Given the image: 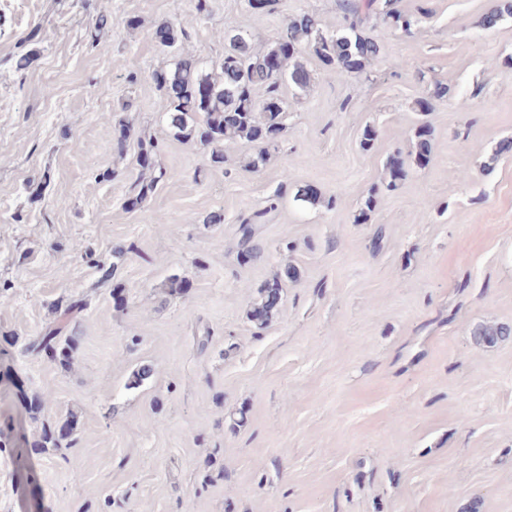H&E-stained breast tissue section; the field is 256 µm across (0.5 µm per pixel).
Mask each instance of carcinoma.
Returning a JSON list of instances; mask_svg holds the SVG:
<instances>
[{
    "instance_id": "carcinoma-1",
    "label": "carcinoma",
    "mask_w": 512,
    "mask_h": 512,
    "mask_svg": "<svg viewBox=\"0 0 512 512\" xmlns=\"http://www.w3.org/2000/svg\"><path fill=\"white\" fill-rule=\"evenodd\" d=\"M343 23L332 32L323 30L320 18L301 12L288 18L278 37L257 48L240 33L224 34V55L218 61L219 73L204 70L203 64L179 59L170 70L156 74V84L166 99V116L173 134L186 141L211 149L214 164L225 162L223 145L240 143L255 148L243 159L244 167L258 172L266 166L271 151L285 130L286 105L266 106L268 100L280 97L279 88L285 78L301 90L309 89L310 77L299 60L303 49L312 50L327 67L350 74H361L382 52L381 42L364 34L367 22L375 17L384 24L410 31L413 20L397 6V0H342ZM506 17H512V0H496L481 20V26L490 30ZM276 61L278 72L269 68ZM431 132L422 125L415 133L410 156L423 167L430 158ZM155 143L143 140L139 144V164L143 171L154 172L152 156ZM403 176L399 163L386 165L385 188L394 191ZM378 190H372L364 199L355 223L363 224L374 211ZM255 225L246 222L239 226L241 254L250 260L258 252L250 242ZM295 279L297 271L286 267L283 274L262 284L257 298L251 303L248 318L259 327L267 326L280 312L272 301L282 291V278ZM81 299H66L54 304V321L46 325L23 346V352L47 358L62 368L72 367L78 352L75 329L65 330L63 322H72L84 310ZM479 339L493 344L512 334L507 325H485L476 331ZM74 415L62 423L42 424L40 432L30 443L31 452L42 454L50 448H72L75 445Z\"/></svg>"
}]
</instances>
